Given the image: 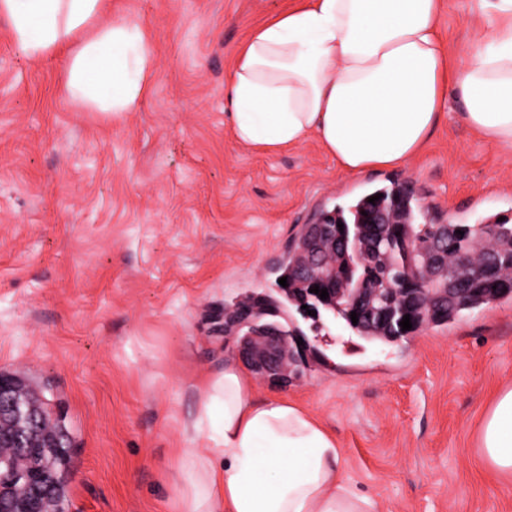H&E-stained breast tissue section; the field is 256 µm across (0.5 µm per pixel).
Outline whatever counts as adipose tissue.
Wrapping results in <instances>:
<instances>
[{
  "label": "adipose tissue",
  "mask_w": 512,
  "mask_h": 512,
  "mask_svg": "<svg viewBox=\"0 0 512 512\" xmlns=\"http://www.w3.org/2000/svg\"><path fill=\"white\" fill-rule=\"evenodd\" d=\"M441 0H305L253 27L225 88L235 138L275 153L315 138L344 171L400 166L459 118L492 148L512 149V0H466L483 27L452 65ZM103 0H0L21 51L40 58L82 33ZM66 92L105 112L134 109L154 74L139 26L101 29L66 59ZM198 408L172 478L178 512H384L344 467L335 434L303 406L260 398L235 363L197 378ZM484 464L512 479V388L483 417Z\"/></svg>",
  "instance_id": "ef3b65f1"
}]
</instances>
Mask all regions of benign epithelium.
Returning a JSON list of instances; mask_svg holds the SVG:
<instances>
[{
    "label": "benign epithelium",
    "instance_id": "1",
    "mask_svg": "<svg viewBox=\"0 0 512 512\" xmlns=\"http://www.w3.org/2000/svg\"><path fill=\"white\" fill-rule=\"evenodd\" d=\"M365 234H359L347 240L346 235L329 220H323L310 227V238L304 248L305 259L297 267L295 277L312 288L328 292L329 297L323 301L325 305H333L337 300H344L347 312H356L357 317H376L394 327L397 336H408L422 327L432 323L436 316L432 303L435 301H451L464 305L468 301V292L457 287L452 273L448 270L445 248L435 243L419 252V257L408 258L401 271L403 287L396 290L394 296L381 295L373 288L366 277L352 280L351 266L347 271L336 275V247H351L356 256L358 266H369L370 254L359 251V244ZM489 250L481 245L469 261L461 264L475 270L473 281L498 278L505 287L512 289V270L501 269L500 259L495 257L478 263L480 255ZM410 315L412 328L404 330L400 326L404 315ZM243 324L249 327L242 338L240 347L243 356L262 377L276 379L288 373L296 360L297 345L290 342L286 334L275 324L260 327L248 319ZM43 406L33 405L26 401L24 388L12 377L0 374V464L8 468V475L0 474V499L12 494L15 488L12 483L23 482L22 493L29 496V512H40L39 504L45 497L48 487L42 470L37 465L30 466L23 472L12 468L9 457L17 451L27 456L30 451V437L35 431Z\"/></svg>",
    "mask_w": 512,
    "mask_h": 512
}]
</instances>
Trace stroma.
Wrapping results in <instances>:
<instances>
[{
    "label": "stroma",
    "instance_id": "1",
    "mask_svg": "<svg viewBox=\"0 0 512 512\" xmlns=\"http://www.w3.org/2000/svg\"><path fill=\"white\" fill-rule=\"evenodd\" d=\"M295 0H103L137 23L155 76L112 115L64 91L61 55L32 59L0 19V372L21 378L70 441L68 512H174L171 477L195 376L238 357L224 309L276 291L303 225L398 183L436 224L512 222V149L460 123L411 162L348 173L315 140L266 154L231 130L224 85L250 29ZM463 0L438 23L454 62L482 26ZM303 357L262 397L333 431L348 473L386 512H512L477 428L512 388V296L390 344L293 309Z\"/></svg>",
    "mask_w": 512,
    "mask_h": 512
}]
</instances>
